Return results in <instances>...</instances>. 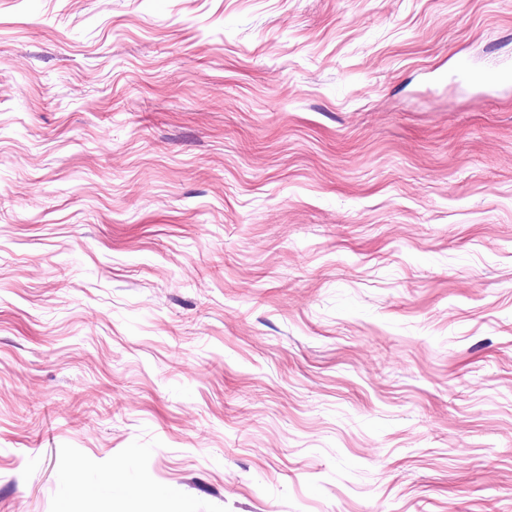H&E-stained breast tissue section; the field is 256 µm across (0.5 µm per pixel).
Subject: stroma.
<instances>
[{
	"label": "stroma",
	"instance_id": "stroma-1",
	"mask_svg": "<svg viewBox=\"0 0 512 512\" xmlns=\"http://www.w3.org/2000/svg\"><path fill=\"white\" fill-rule=\"evenodd\" d=\"M512 0H0V512H512Z\"/></svg>",
	"mask_w": 512,
	"mask_h": 512
}]
</instances>
